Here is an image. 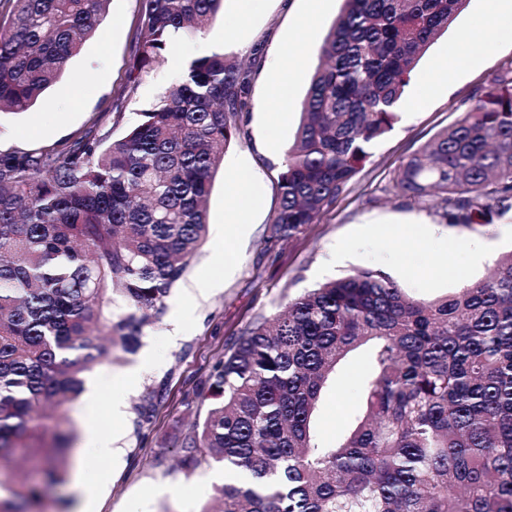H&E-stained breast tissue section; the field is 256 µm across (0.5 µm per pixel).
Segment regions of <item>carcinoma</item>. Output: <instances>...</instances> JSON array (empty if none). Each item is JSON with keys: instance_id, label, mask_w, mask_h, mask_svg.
I'll list each match as a JSON object with an SVG mask.
<instances>
[{"instance_id": "carcinoma-1", "label": "carcinoma", "mask_w": 512, "mask_h": 512, "mask_svg": "<svg viewBox=\"0 0 512 512\" xmlns=\"http://www.w3.org/2000/svg\"><path fill=\"white\" fill-rule=\"evenodd\" d=\"M0 22V115L29 110L100 25L106 0H9ZM469 0H343L318 52L278 174L269 242L336 202L397 119L411 75ZM224 0H141L117 99ZM221 50L189 61L122 138L97 122L54 147L0 152V512H47L67 483L76 428L60 404L118 348L132 352L202 244L207 197L240 133L254 68ZM407 204L473 229L512 209V69L394 179ZM129 311L112 314V300ZM371 344L365 409L336 446L313 420L332 373ZM216 401L182 440V465L252 472L218 488L224 512H512V252L485 280L409 296L359 269L248 326L211 371Z\"/></svg>"}]
</instances>
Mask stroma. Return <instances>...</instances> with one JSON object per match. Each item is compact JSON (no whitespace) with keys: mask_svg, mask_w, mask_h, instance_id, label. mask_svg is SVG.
<instances>
[{"mask_svg":"<svg viewBox=\"0 0 512 512\" xmlns=\"http://www.w3.org/2000/svg\"><path fill=\"white\" fill-rule=\"evenodd\" d=\"M342 0H322L319 37L308 41L296 33V23L308 9V0H257L253 10L240 14L236 0L224 7L205 33L181 41L176 51L183 59L213 49L238 58H249L256 44L266 53L287 48L294 62L293 99L302 101L318 64L320 36L326 35ZM488 0H469L448 31L430 46L416 67L407 95H414L424 78L457 45L460 31L471 27L488 9ZM139 0H109L96 35L71 59L63 77L26 113L0 120V151H34L69 138L93 125L102 112L114 108L120 117L112 127L121 138L139 123L141 113L179 77L170 60L155 64L143 74L132 97L117 100L130 65L132 35L138 24ZM512 68V45L488 43L474 67L455 73L448 90L434 94L420 112L399 113L393 129L371 149V156L347 190L315 224L287 243L271 245L269 225L277 206V175L293 142L300 115L289 110L280 115L269 93L265 70H258L251 89L252 107L242 131L224 154L208 197V233L190 259L176 288L166 300V311L155 324L144 328L136 353H117L96 363L92 374L120 375L136 365L142 355L158 352L159 369L141 372L128 388L120 417L102 406L95 422L111 439L112 455L77 457V466L95 475L111 469L100 485L94 512H201L218 507L210 476L221 470L218 462L187 472L181 465L177 441L202 423L210 408L203 401L205 380L213 365L223 359L242 331L257 318H272L279 305L333 277L361 268L387 273L412 297L433 299L452 292L461 281L484 279L495 259L512 252V209L496 215L492 224L473 230L446 224L433 212L407 206L389 193L397 169L414 150L439 130L454 123L502 71ZM80 85V101L68 89ZM246 159L262 176L261 202L242 219L247 232L231 241L216 234L228 203V161ZM237 258L235 273L221 288L201 296L194 281L210 268L223 249ZM191 307L189 317L174 321L180 303ZM368 347L352 352L330 376L315 418L319 442L334 445L340 424L359 405L358 371L368 361ZM162 391L146 416L137 408L149 392ZM166 494H156L158 486ZM204 494H196L198 486Z\"/></svg>","mask_w":512,"mask_h":512,"instance_id":"1","label":"stroma"}]
</instances>
